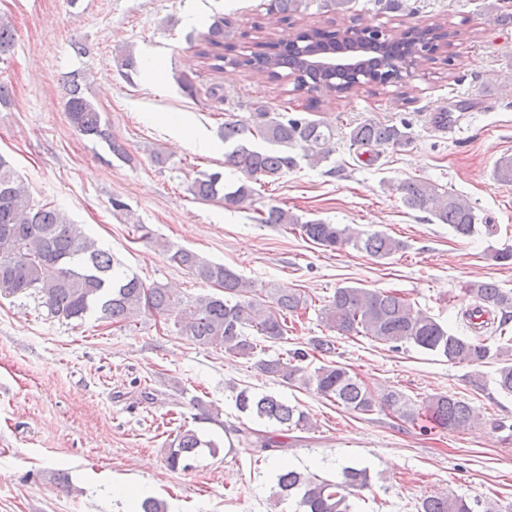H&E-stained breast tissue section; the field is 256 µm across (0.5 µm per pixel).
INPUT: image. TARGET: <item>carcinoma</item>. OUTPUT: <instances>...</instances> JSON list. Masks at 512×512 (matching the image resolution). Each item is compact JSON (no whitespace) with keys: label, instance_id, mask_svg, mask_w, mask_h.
Listing matches in <instances>:
<instances>
[{"label":"carcinoma","instance_id":"obj_1","mask_svg":"<svg viewBox=\"0 0 512 512\" xmlns=\"http://www.w3.org/2000/svg\"><path fill=\"white\" fill-rule=\"evenodd\" d=\"M460 35L447 31L442 24L414 29L391 42L357 41L364 50L363 59L353 68L322 70L311 64L310 55L326 46L343 48L336 41L351 42L347 32L311 26L294 34L286 43L263 41L258 50L232 64L260 72L271 80L293 77L294 90H306L319 98L332 94H349L363 87L393 83L402 72L425 52L442 48L445 39ZM15 41L11 21L0 17V57L10 53ZM204 48L197 56L213 70L224 69V18L215 19L203 34ZM67 118L79 134L109 140L102 113L86 98L78 82L66 101ZM255 126L241 121H224V141L235 142L225 154V165L241 173L244 180L232 190L224 187L221 172L202 175L193 181L190 191L201 199L222 196L227 208H241L253 200L257 184L275 179L297 166L296 158L286 151L300 146L304 156L318 164L331 152L334 136L331 126L321 122L288 118H267ZM280 146V150H257L249 137ZM410 140V133L395 125L364 121L349 132V141L359 147L399 146ZM494 179L512 183V156L496 162ZM406 207L429 213L440 224L448 225L459 237L476 232L475 208L465 198L452 192L441 193L425 181L411 180L399 186ZM258 221L292 229L311 242L334 249L352 241L355 246L376 258H386L404 249V244L384 233L363 234L350 226L327 224L321 220L301 221L297 215L281 207L271 206L259 212ZM168 261L191 271L201 281L217 288V293L185 300L160 284H146L135 274L123 269L121 262L101 248L83 225L72 223L60 210L33 201L27 187L18 178L9 161L0 155V289L11 293L37 289L48 310L66 319H83L91 312L114 323H131L143 313H151L165 321H173L177 332L204 347H220L224 352L242 358L266 353L265 343L286 339L288 317L299 315L306 301L290 291L280 294L273 288H257L235 270L204 259L187 248L162 244ZM465 292L476 299L474 309L466 313L473 319L478 313L498 311L502 323L512 317V291L494 282L472 281ZM326 325L338 332L367 337L382 344L411 343L444 356L451 363L481 364L491 359L508 358L498 370L497 389L512 395V348L491 347L478 337L457 336L433 317L411 308L409 302L390 291L357 287L336 289L324 305ZM308 353L297 349L288 357L260 358L255 362L259 372L290 385L313 389L316 394L346 410L367 414L383 405L400 417L415 422L426 419L443 429L464 431L476 421L469 402L454 395L436 394L416 403L395 391L377 394L357 375L333 361L312 371L303 366ZM238 411L257 421L282 426L281 433L246 428L238 430L241 448H252L263 454L288 447L289 429L312 430L308 414L272 394H258L248 388L235 396ZM216 443L204 440L193 429L179 431L170 442L166 463L172 470L190 467L189 460L202 448ZM365 469L346 467L336 480L320 479L297 470L277 475L273 506L298 498L302 512H352L350 497L369 487ZM420 512H476L474 504L454 496L426 498Z\"/></svg>","mask_w":512,"mask_h":512}]
</instances>
